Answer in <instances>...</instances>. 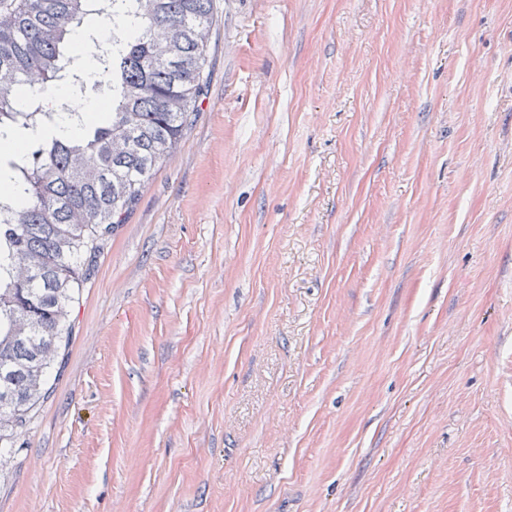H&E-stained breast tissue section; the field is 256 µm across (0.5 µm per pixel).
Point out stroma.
<instances>
[{
	"label": "stroma",
	"instance_id": "1",
	"mask_svg": "<svg viewBox=\"0 0 512 512\" xmlns=\"http://www.w3.org/2000/svg\"><path fill=\"white\" fill-rule=\"evenodd\" d=\"M0 512H512V0H215Z\"/></svg>",
	"mask_w": 512,
	"mask_h": 512
}]
</instances>
